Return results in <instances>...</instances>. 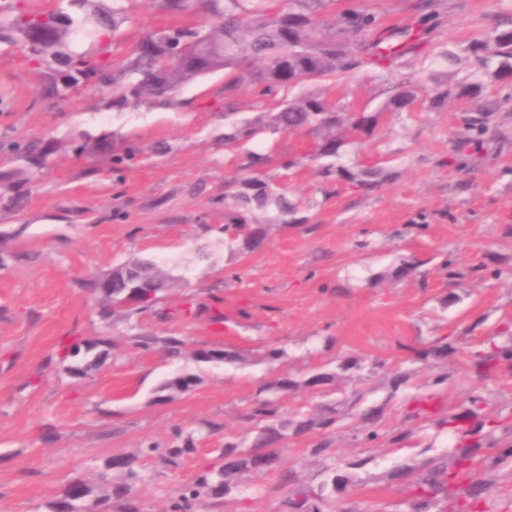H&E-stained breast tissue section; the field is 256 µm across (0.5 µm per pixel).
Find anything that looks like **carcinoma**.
Wrapping results in <instances>:
<instances>
[{
    "label": "carcinoma",
    "mask_w": 512,
    "mask_h": 512,
    "mask_svg": "<svg viewBox=\"0 0 512 512\" xmlns=\"http://www.w3.org/2000/svg\"><path fill=\"white\" fill-rule=\"evenodd\" d=\"M214 19L207 29L184 25L175 29L155 30L132 48L118 65L97 59V51H79L70 46L81 23L62 9L46 13H20L8 23L0 24V43L19 38L29 42L35 29L50 31V37L30 47L34 60L47 67L56 64L70 73L75 84L112 87V107L150 101L166 106L173 102L179 90L217 69L229 73L224 90L256 87L260 95L274 101L265 113L260 126L245 121L231 126L224 142L233 145L254 138L259 131L272 133H302L312 140L311 156L321 161V176L368 191L387 180L381 167H349L339 162L341 149L349 139L369 137L380 117L386 113L409 112L417 101V88L402 83L376 112H349L343 106L330 103L308 89L317 81L338 79L359 69L369 67L381 82L391 80L392 63L405 51L424 43L426 31L416 25L400 32L401 51L382 48L381 37H373L375 18L363 12L343 11L334 17L332 32L321 29L319 16L333 0H287L284 7H274V0H204ZM127 21L120 0H112V10L96 17V33L103 39L119 33ZM362 36L363 45L351 49L345 36ZM174 40L192 47V52L177 59L169 57ZM466 52L478 66L476 79L467 83H438L429 94V108L437 110L448 99L464 100L468 111H483L478 100L489 84H512V26L496 27L489 33L471 39ZM11 159L26 164L21 177L13 181L12 199L20 202L27 194L26 185L45 168L51 154L50 142L41 140L15 141L7 146ZM79 152L113 157L117 163H132L136 151L113 153L106 139H94L76 146ZM298 205L288 200L283 188L273 179L260 173L241 181V189L224 190V243L240 244L241 250L253 252L261 247L268 221L296 224ZM146 281L156 288L155 298L127 310L129 286ZM173 286L172 277L157 263L131 258L110 272L102 274L93 284L97 294L99 315L104 320L124 315L128 318L139 312L156 310L163 292ZM134 346L143 351L161 350L168 360L178 362L186 357V342L180 336H132ZM99 342L84 339L72 346L61 343L55 357L63 362L79 355L81 348L90 350ZM453 347L447 338H440L428 347L413 352V360L438 363L448 359ZM191 357L198 362H235L240 354L226 349H196ZM500 365L512 366V340L499 344L493 340L482 350L470 355L469 367L486 377ZM296 387V383L280 377L268 384L265 396H257L246 408L243 418L255 432L252 445L241 448L227 441L221 451L218 468H206L192 484L184 487L172 503V512H193L197 504L210 500L217 504L230 492L231 484L247 472L280 470V480L295 482L293 469L282 470L284 449L281 443L286 432L301 437L319 428H329L336 422V406L325 405L320 414L303 416L298 420H281L276 394ZM471 408L440 419L437 425L448 427L459 439L458 449L440 464L433 465L408 484L410 512H431L441 499L453 495L455 507L443 512H456L467 506L474 508L485 500L489 482L485 476L497 471L512 459V443L500 445L495 432L499 422L482 420L488 426L484 438L469 441L473 428L470 421L479 417L483 398L469 396ZM384 407L362 408L357 417L362 426V439L370 443L381 437ZM194 448L193 434L167 448L149 445L135 455H116L105 462V469L124 474V482L111 484L101 494L80 480L68 482L59 498L51 504L50 512H140L134 491L143 481L142 459L156 456L169 465H178L183 455ZM325 488L300 489L288 499L290 512H326Z\"/></svg>",
    "instance_id": "carcinoma-1"
}]
</instances>
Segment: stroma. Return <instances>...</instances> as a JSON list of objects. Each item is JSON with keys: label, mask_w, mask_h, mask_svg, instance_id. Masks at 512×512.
Returning <instances> with one entry per match:
<instances>
[{"label": "stroma", "mask_w": 512, "mask_h": 512, "mask_svg": "<svg viewBox=\"0 0 512 512\" xmlns=\"http://www.w3.org/2000/svg\"><path fill=\"white\" fill-rule=\"evenodd\" d=\"M126 8L122 33L107 46L116 61L154 29L210 21L204 9L171 13L155 0H128ZM348 8L375 15L385 34L420 12L418 0H335L323 22ZM436 8L428 48L404 56L393 74L422 93L434 76L470 79V39L512 18V0H437ZM448 49L456 62L444 60ZM227 80L222 72L197 79L167 106L116 108L108 88L52 98L48 69L30 63L23 44L0 43V140L57 145L28 184L23 208L0 197V512H48L71 480H119L104 470L112 456L150 442L167 447L190 432L194 451L175 468L148 460L135 490L144 512H169L180 488L218 464L225 442L250 444L241 415L281 376L296 383L279 396L281 419L337 405L333 427L287 438L282 464L315 488L329 482L337 460L349 462L350 485L339 498L345 512H407L406 484L388 472L402 466L418 475L449 451L454 440L434 421L467 408L472 388L483 393L482 415L499 421L498 436L512 435V369L483 379L468 365L488 341L512 337V85L484 98L489 119L477 148L465 131V102L432 110L422 96L412 111L384 114L374 139L343 148V164L394 175L363 192L321 177L307 137L266 131L226 147L232 123L260 121L269 108L257 91L225 93ZM317 88L352 111L378 109L386 98L368 69ZM82 135L142 155L117 171L109 159L72 151ZM248 151L274 157L264 172L286 184L305 221L272 225L259 250L241 255L221 244L224 191L246 177ZM295 156L302 166L283 168ZM207 242L213 255L198 260L195 250ZM136 256L178 277L163 299L172 314L103 322L88 285ZM213 296L224 301L223 325L176 311ZM139 332L183 337L192 350L233 349L241 359L173 363L136 348ZM75 336L105 342L98 365L79 378L47 362ZM441 337L456 348L447 361H413L412 350ZM271 349L279 361H268ZM316 372L333 374V382L307 386ZM439 373L447 377L440 385ZM180 374L194 376L189 390L161 391ZM420 398L430 399L431 417L413 416ZM375 404L386 407L383 431H411L409 443L361 442L357 409ZM207 421L218 430L207 432ZM326 437L330 456L311 455ZM292 491L278 472H250L233 487L230 506L207 510L288 512Z\"/></svg>", "instance_id": "obj_1"}]
</instances>
